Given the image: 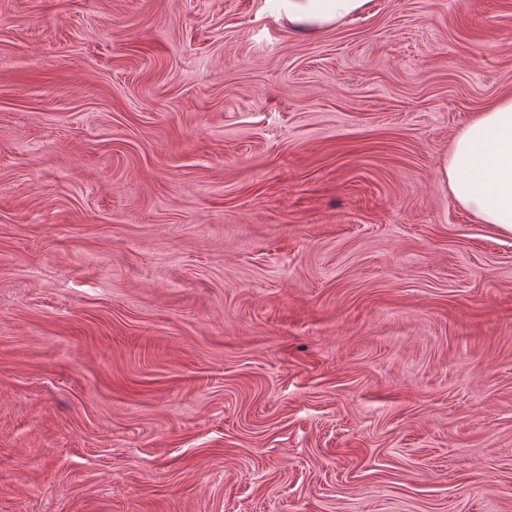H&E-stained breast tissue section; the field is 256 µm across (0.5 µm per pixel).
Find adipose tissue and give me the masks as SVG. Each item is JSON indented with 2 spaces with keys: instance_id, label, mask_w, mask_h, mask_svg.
<instances>
[{
  "instance_id": "obj_1",
  "label": "adipose tissue",
  "mask_w": 512,
  "mask_h": 512,
  "mask_svg": "<svg viewBox=\"0 0 512 512\" xmlns=\"http://www.w3.org/2000/svg\"><path fill=\"white\" fill-rule=\"evenodd\" d=\"M289 30L317 34L366 13L372 0H278ZM441 178L458 205L512 235V98L480 113L455 136Z\"/></svg>"
}]
</instances>
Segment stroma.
Here are the masks:
<instances>
[{
  "label": "stroma",
  "mask_w": 512,
  "mask_h": 512,
  "mask_svg": "<svg viewBox=\"0 0 512 512\" xmlns=\"http://www.w3.org/2000/svg\"><path fill=\"white\" fill-rule=\"evenodd\" d=\"M512 0H0V512H512V236L439 177ZM277 19L288 30L317 34L366 13L372 0H278Z\"/></svg>",
  "instance_id": "35a3bbf8"
}]
</instances>
